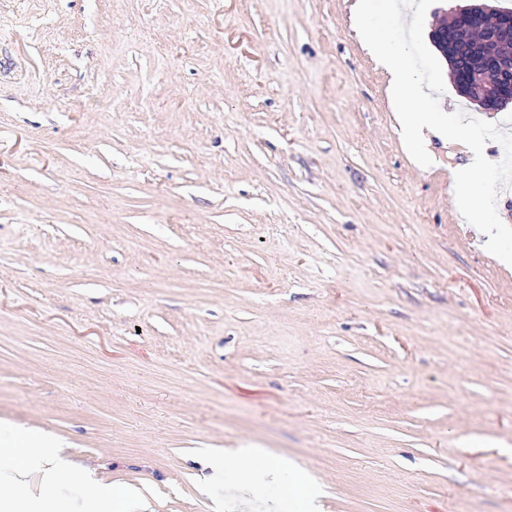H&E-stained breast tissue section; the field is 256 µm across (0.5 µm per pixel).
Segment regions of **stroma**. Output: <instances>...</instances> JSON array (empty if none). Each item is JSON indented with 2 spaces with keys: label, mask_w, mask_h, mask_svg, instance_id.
<instances>
[{
  "label": "stroma",
  "mask_w": 512,
  "mask_h": 512,
  "mask_svg": "<svg viewBox=\"0 0 512 512\" xmlns=\"http://www.w3.org/2000/svg\"><path fill=\"white\" fill-rule=\"evenodd\" d=\"M355 0H0V423L92 471L22 512H512V265L416 166ZM442 110L512 132L445 80Z\"/></svg>",
  "instance_id": "stroma-1"
}]
</instances>
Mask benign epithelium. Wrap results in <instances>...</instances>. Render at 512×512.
<instances>
[{"instance_id":"benign-epithelium-1","label":"benign epithelium","mask_w":512,"mask_h":512,"mask_svg":"<svg viewBox=\"0 0 512 512\" xmlns=\"http://www.w3.org/2000/svg\"><path fill=\"white\" fill-rule=\"evenodd\" d=\"M429 39L447 59H470L468 68L453 74L458 93L485 112L512 102V14L494 0L456 8L452 19L436 22Z\"/></svg>"}]
</instances>
